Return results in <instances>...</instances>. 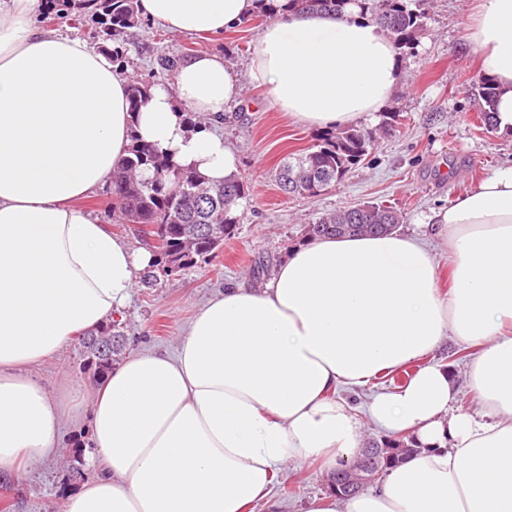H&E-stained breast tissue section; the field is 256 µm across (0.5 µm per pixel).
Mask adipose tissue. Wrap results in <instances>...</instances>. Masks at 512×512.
Segmentation results:
<instances>
[{"label":"adipose tissue","mask_w":512,"mask_h":512,"mask_svg":"<svg viewBox=\"0 0 512 512\" xmlns=\"http://www.w3.org/2000/svg\"><path fill=\"white\" fill-rule=\"evenodd\" d=\"M179 34L218 35L259 0H136ZM39 0H0V475L53 456L68 407L34 367L109 322L151 260L79 206L110 181L132 136L219 184L239 153L220 127L243 82L308 129L350 126L400 85L392 41L357 7L294 10L269 23L245 75L223 55L183 60L131 113V79L108 53L44 31ZM481 74L512 130V0H477L465 23ZM205 118L189 128L183 115ZM451 285L416 236L320 238L292 248L264 285L237 283L196 313L175 354L126 355L82 410L92 477L65 512H246L276 472L302 459L340 467L368 425L411 433L420 452L359 494L306 512H512V165L431 219ZM477 346V410L455 408L447 368H422L375 395L367 419L345 400L444 340Z\"/></svg>","instance_id":"1"}]
</instances>
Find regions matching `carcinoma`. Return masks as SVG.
<instances>
[{
    "label": "carcinoma",
    "instance_id": "1",
    "mask_svg": "<svg viewBox=\"0 0 512 512\" xmlns=\"http://www.w3.org/2000/svg\"><path fill=\"white\" fill-rule=\"evenodd\" d=\"M256 17L271 19L280 12L303 6L310 10L343 13L355 5L361 16H368L380 25L402 52L414 49L424 30L423 15L409 8L407 0H260ZM101 37L115 44L114 60L122 58L123 46L131 31L142 24L134 10V0H100ZM150 84L135 80L129 93L130 112L136 113L145 101ZM481 121L486 130L497 128L494 112L498 87L490 77L479 76L474 87ZM374 133L362 125L319 136L318 142L302 154H290L276 170L280 188L298 197L312 189L324 192L342 180L372 151ZM112 211L118 222L135 224L154 249L152 266L164 275H179L196 263V259L212 254L224 244V238L234 232L240 221L237 214L240 201L247 197L245 183L234 177L220 185L206 186L190 168L176 165L165 153L142 142L135 134L127 155L112 174ZM403 222V215L392 206L362 203L344 207L319 217L308 225L305 237L326 235H378L391 233ZM125 335L124 325L112 320L84 334L80 339L83 369L97 380L108 375L123 352L121 344L113 342L110 354L99 350V344L109 338ZM383 449L387 465L405 461V454L414 447L404 437L372 443Z\"/></svg>",
    "mask_w": 512,
    "mask_h": 512
}]
</instances>
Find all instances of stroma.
<instances>
[{
	"instance_id": "35a3bbf8",
	"label": "stroma",
	"mask_w": 512,
	"mask_h": 512,
	"mask_svg": "<svg viewBox=\"0 0 512 512\" xmlns=\"http://www.w3.org/2000/svg\"><path fill=\"white\" fill-rule=\"evenodd\" d=\"M425 27L414 49L396 58L402 83L386 108L400 114L395 135L382 139L366 161L352 168L321 195L303 198L283 193L275 171L284 157L310 149L319 133L295 125L271 109L266 89L245 84L240 103L226 112L222 130L240 151L238 176L249 187L241 200V217L231 237L215 252L174 277L157 276L138 282L120 318L131 350L174 353L177 341L198 308L225 287L253 280L257 256L278 263L305 240V227L323 214L364 202L397 206L403 214L401 232L419 236L440 265L448 256L433 237L428 223L434 211L450 206L464 192L500 167L512 165V132H486L479 127L472 87L479 72L473 49L464 38V21L473 0H416ZM38 24L47 30L85 41L100 50L97 18L79 21L58 9L41 11ZM265 27L253 19L223 34L201 38L169 31L144 21L126 45L122 66L131 75L154 85L171 81L170 72L155 64L157 55L192 56L201 49L224 53L237 72H244L248 47ZM455 342L411 363L412 371L430 364L447 366L464 409L477 406L469 387V362L452 356ZM79 341H71L35 371L53 397H85L95 382L82 370ZM86 443L81 419L71 416L64 430L63 453L0 480V508L6 512H65L67 493L90 477L76 457ZM328 473L306 459L288 465L272 484L284 512H305L314 496L328 493Z\"/></svg>"
}]
</instances>
